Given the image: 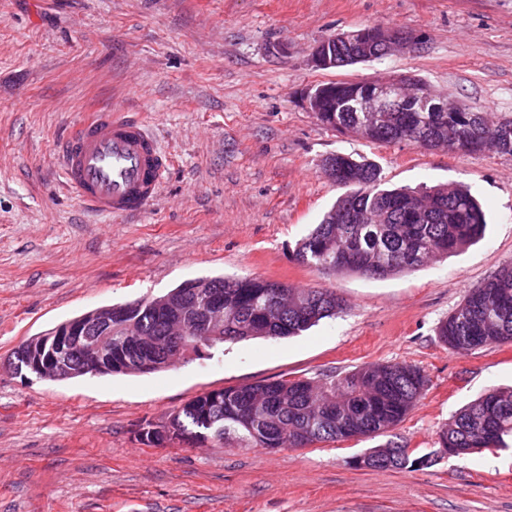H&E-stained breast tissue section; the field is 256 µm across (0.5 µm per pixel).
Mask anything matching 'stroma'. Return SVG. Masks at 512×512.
Listing matches in <instances>:
<instances>
[{
  "instance_id": "35a3bbf8",
  "label": "stroma",
  "mask_w": 512,
  "mask_h": 512,
  "mask_svg": "<svg viewBox=\"0 0 512 512\" xmlns=\"http://www.w3.org/2000/svg\"><path fill=\"white\" fill-rule=\"evenodd\" d=\"M373 24L418 44L312 67L319 42ZM402 74L512 117V0H0V512H512V447L438 444L461 407L512 386V343L454 352L436 334L512 261V155L372 143L305 106L321 83ZM104 108L143 122L170 159L135 217L97 216L61 183L57 140ZM338 152L374 161L389 187L468 186L484 238L384 279L298 263L296 241L343 193L322 171ZM247 275L328 289L347 309L150 374L49 381L8 367L21 341L92 309ZM397 362L428 379L395 429L432 456L424 469L351 467L372 439L274 452L137 439L213 389Z\"/></svg>"
}]
</instances>
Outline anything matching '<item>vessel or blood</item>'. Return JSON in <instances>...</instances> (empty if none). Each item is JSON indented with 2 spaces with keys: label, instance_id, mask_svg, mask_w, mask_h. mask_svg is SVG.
Listing matches in <instances>:
<instances>
[{
  "label": "vessel or blood",
  "instance_id": "obj_1",
  "mask_svg": "<svg viewBox=\"0 0 512 512\" xmlns=\"http://www.w3.org/2000/svg\"><path fill=\"white\" fill-rule=\"evenodd\" d=\"M67 189L97 214H140L160 193L168 159L145 126L109 109L91 112L59 143Z\"/></svg>",
  "mask_w": 512,
  "mask_h": 512
}]
</instances>
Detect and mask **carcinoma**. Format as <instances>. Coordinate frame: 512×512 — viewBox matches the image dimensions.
Segmentation results:
<instances>
[{"label":"carcinoma","mask_w":512,"mask_h":512,"mask_svg":"<svg viewBox=\"0 0 512 512\" xmlns=\"http://www.w3.org/2000/svg\"><path fill=\"white\" fill-rule=\"evenodd\" d=\"M322 111L315 118L340 133H356L373 143L422 145L423 131L464 152L494 148L512 155V142L499 137L512 118L494 121L485 112H346L354 91L349 81L321 83ZM336 166L340 196L321 222L298 240L295 260L320 271L357 273L384 278L411 272L439 255L464 251L484 237L485 212L469 189L446 184L411 190L385 188L376 164L336 153L324 163ZM206 283L215 299H224V330L218 336L199 331L185 337V357L203 356L226 342L297 336L345 309L336 293L323 288H293L259 275L188 280L163 295L173 305L163 312L144 305L128 314L112 306V353L124 349L130 367L99 375L152 373L167 368L155 360L142 364L140 338L171 350L168 334L175 318L196 314ZM452 351H475L512 342V262L468 290L463 303L437 327ZM49 334L31 336L12 353L22 361L30 348L48 342ZM428 379L407 363L365 365L327 379L282 377L255 385L229 387L224 397L208 403L200 395L170 415L167 422L183 432L224 444L226 448H306L317 443L383 436L387 442L353 458L354 466L377 470L423 469L429 455L410 457L389 433L408 415ZM512 439V389L491 388L463 407L441 428L439 445L452 455L485 448H505Z\"/></svg>","instance_id":"cac0c4a2"}]
</instances>
